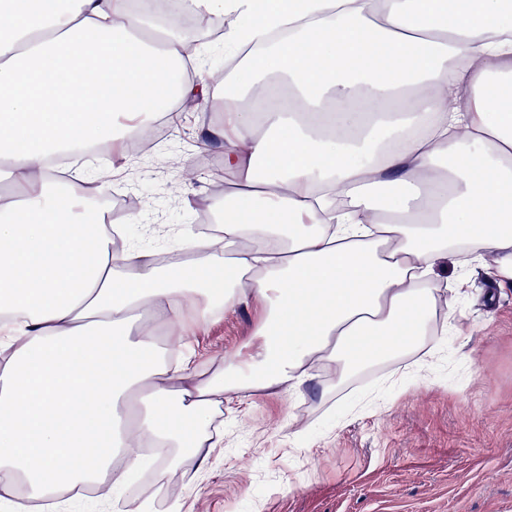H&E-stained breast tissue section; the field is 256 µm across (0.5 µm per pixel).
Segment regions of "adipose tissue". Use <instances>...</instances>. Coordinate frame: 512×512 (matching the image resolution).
<instances>
[{"label":"adipose tissue","mask_w":512,"mask_h":512,"mask_svg":"<svg viewBox=\"0 0 512 512\" xmlns=\"http://www.w3.org/2000/svg\"><path fill=\"white\" fill-rule=\"evenodd\" d=\"M229 44L217 112L220 233L161 267L89 223L53 154L142 136L189 36L147 39L130 0H0V488L122 484L202 454L221 398L344 380L432 320L438 261L475 243L512 280V0H180ZM126 116L122 127L114 116ZM254 306L259 340L198 378L184 353L216 308ZM165 337H158L157 329ZM177 389H170V382Z\"/></svg>","instance_id":"obj_1"}]
</instances>
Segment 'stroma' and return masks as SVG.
<instances>
[{
	"label": "stroma",
	"instance_id": "35a3bbf8",
	"mask_svg": "<svg viewBox=\"0 0 512 512\" xmlns=\"http://www.w3.org/2000/svg\"><path fill=\"white\" fill-rule=\"evenodd\" d=\"M207 46L201 71L211 93L224 91V42L193 30ZM219 120L196 103L175 102L156 124L155 149L114 165L130 184L126 238L137 247L184 251V226L213 209L223 187L202 168L224 164L208 134ZM454 328L437 304L417 347L370 363L341 382L316 377L299 393H264L222 402L220 434L203 471L187 464L163 481H131L111 498L65 497L62 512H512V283L485 263L464 273ZM259 315L241 304L213 316L193 339L206 370L243 354Z\"/></svg>",
	"mask_w": 512,
	"mask_h": 512
}]
</instances>
